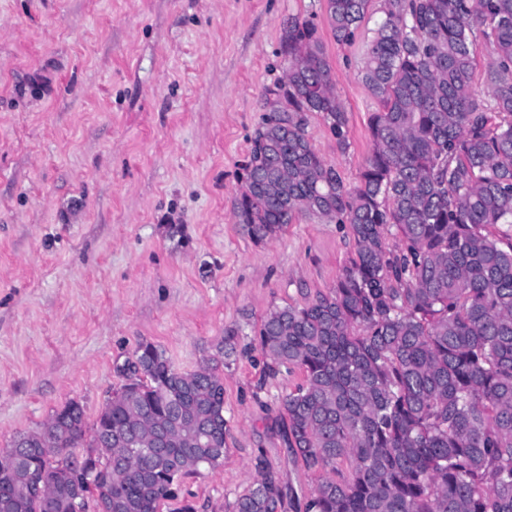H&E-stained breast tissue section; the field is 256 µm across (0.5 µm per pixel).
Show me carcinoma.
I'll return each instance as SVG.
<instances>
[{"mask_svg": "<svg viewBox=\"0 0 512 512\" xmlns=\"http://www.w3.org/2000/svg\"><path fill=\"white\" fill-rule=\"evenodd\" d=\"M372 0H328L340 45ZM362 80L379 103L351 185L306 131L349 146L317 28L284 22V76L242 164L238 223L258 242L301 216L350 226L355 255L308 304L271 309L266 368H297L282 400L294 461L324 477L304 512H512V0H380ZM490 48L477 96L478 42ZM98 418L54 410L0 450V512H160L182 479L224 464V377L142 342ZM86 449L79 455L76 449ZM298 495L258 465L233 512Z\"/></svg>", "mask_w": 512, "mask_h": 512, "instance_id": "obj_1", "label": "carcinoma"}]
</instances>
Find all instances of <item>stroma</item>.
<instances>
[{
    "instance_id": "1",
    "label": "stroma",
    "mask_w": 512,
    "mask_h": 512,
    "mask_svg": "<svg viewBox=\"0 0 512 512\" xmlns=\"http://www.w3.org/2000/svg\"><path fill=\"white\" fill-rule=\"evenodd\" d=\"M292 15L316 25L348 118V148L317 115L308 137L356 183L378 108L362 80L376 16L339 45L326 0H0V449L72 399L94 421L138 343L186 372L232 334L224 463L162 512H233L261 462L313 491L280 411L301 373L263 378L254 334L273 307L331 288L354 240L304 217L258 243L234 213Z\"/></svg>"
}]
</instances>
